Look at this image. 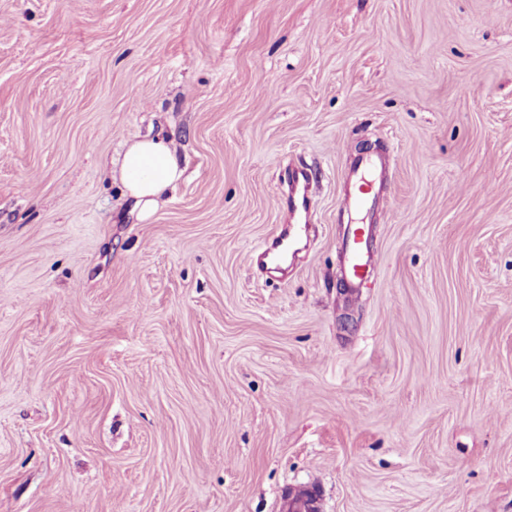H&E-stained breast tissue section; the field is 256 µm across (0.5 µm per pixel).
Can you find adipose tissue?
<instances>
[{
  "label": "adipose tissue",
  "mask_w": 512,
  "mask_h": 512,
  "mask_svg": "<svg viewBox=\"0 0 512 512\" xmlns=\"http://www.w3.org/2000/svg\"><path fill=\"white\" fill-rule=\"evenodd\" d=\"M183 171L176 143L169 138H150L127 145L120 163V177L134 211L149 217L158 197L181 179Z\"/></svg>",
  "instance_id": "obj_1"
}]
</instances>
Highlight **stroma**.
Wrapping results in <instances>:
<instances>
[{
    "mask_svg": "<svg viewBox=\"0 0 512 512\" xmlns=\"http://www.w3.org/2000/svg\"><path fill=\"white\" fill-rule=\"evenodd\" d=\"M156 136L185 173L142 219L115 163ZM361 156L387 160L366 216ZM297 167L282 278L247 257ZM302 486L512 512V0H0V512ZM366 235L365 224H362L344 239L343 249L350 271L346 275V281L351 291L361 286L366 272L376 263L374 255L368 249Z\"/></svg>",
    "mask_w": 512,
    "mask_h": 512,
    "instance_id": "35a3bbf8",
    "label": "stroma"
}]
</instances>
